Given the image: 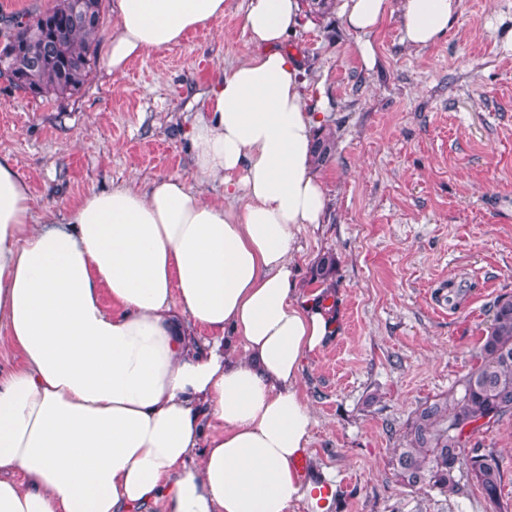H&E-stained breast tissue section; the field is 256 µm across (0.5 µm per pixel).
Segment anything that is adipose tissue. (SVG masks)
Returning <instances> with one entry per match:
<instances>
[{
	"instance_id": "ef3b65f1",
	"label": "adipose tissue",
	"mask_w": 512,
	"mask_h": 512,
	"mask_svg": "<svg viewBox=\"0 0 512 512\" xmlns=\"http://www.w3.org/2000/svg\"><path fill=\"white\" fill-rule=\"evenodd\" d=\"M458 9L342 0L340 16L371 68L387 16L420 49ZM112 15L110 73L210 27L224 0H114ZM299 20V0H249L252 51L217 73L187 132L195 179L222 182L223 199L163 175L90 191L60 220L35 213L0 158V342L23 358L0 377V512H289L305 498L325 512L322 486L294 468L314 424L303 360L336 329L295 274L296 235L327 205L313 161L324 116L306 111L282 48ZM228 334L242 355L221 347Z\"/></svg>"
}]
</instances>
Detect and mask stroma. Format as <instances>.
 Returning a JSON list of instances; mask_svg holds the SVG:
<instances>
[{"label":"stroma","mask_w":512,"mask_h":512,"mask_svg":"<svg viewBox=\"0 0 512 512\" xmlns=\"http://www.w3.org/2000/svg\"><path fill=\"white\" fill-rule=\"evenodd\" d=\"M245 5L224 0L210 28L122 72L94 66L70 97L0 76V157L37 210L63 216L90 191L164 174L221 198L222 184H197L186 133L216 72L249 50ZM371 39V69L335 13L302 18L284 44L301 59L308 111L336 136L323 221L301 229L295 254L310 293L318 260L336 258L337 332L303 363L305 457L313 482L335 483L327 512H486L466 471L444 493L401 485L391 460L410 412L476 363L495 302L512 296V0H460L425 49L401 41L393 15ZM468 445L496 452L512 512V416Z\"/></svg>","instance_id":"stroma-1"}]
</instances>
